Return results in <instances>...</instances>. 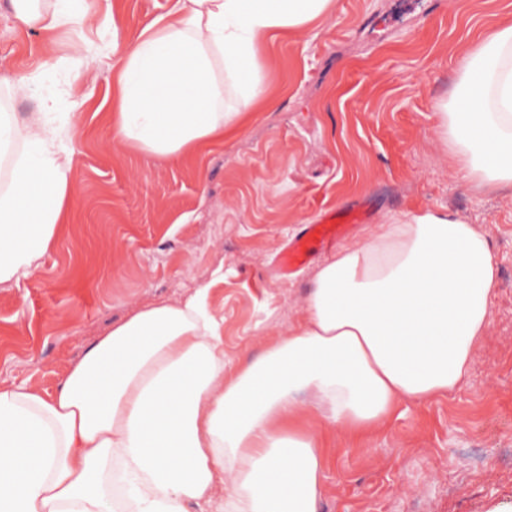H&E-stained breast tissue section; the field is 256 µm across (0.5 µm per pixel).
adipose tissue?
<instances>
[{
    "mask_svg": "<svg viewBox=\"0 0 512 512\" xmlns=\"http://www.w3.org/2000/svg\"><path fill=\"white\" fill-rule=\"evenodd\" d=\"M112 54L117 146L177 162L265 105L264 59L335 0H169ZM27 29L114 28L107 0H12ZM57 102L0 105V286L31 276L77 194L76 122ZM463 183L512 187V14L488 20L438 102ZM497 264L484 225L410 210L314 268L299 318L238 364L209 286L133 312L54 392L0 385V512H320L324 432L364 436L405 401L466 384L491 325Z\"/></svg>",
    "mask_w": 512,
    "mask_h": 512,
    "instance_id": "obj_1",
    "label": "adipose tissue"
}]
</instances>
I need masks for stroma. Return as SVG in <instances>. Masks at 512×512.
<instances>
[{
	"label": "stroma",
	"instance_id": "stroma-1",
	"mask_svg": "<svg viewBox=\"0 0 512 512\" xmlns=\"http://www.w3.org/2000/svg\"><path fill=\"white\" fill-rule=\"evenodd\" d=\"M0 0V79L33 84L19 117L54 93L76 114L79 187L42 266L0 287V384L54 391L97 337L133 310L210 285L224 358L287 335L312 268L282 277L276 259L321 212L363 208L340 244L390 216L445 207L489 225L498 264L492 321L467 383L447 399L401 404L353 442L328 432L321 512H512V198L474 197L447 162L434 116L469 29L512 0H336L324 26L274 42L270 104L236 139L190 162L112 147V43L134 38L167 0H110L116 32L83 29L98 54L86 71L74 32L15 25Z\"/></svg>",
	"mask_w": 512,
	"mask_h": 512
}]
</instances>
